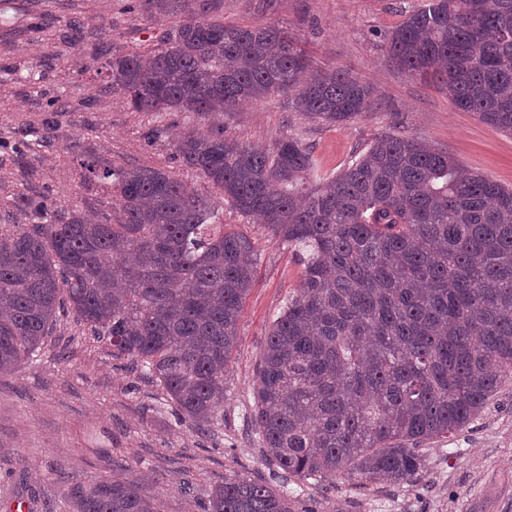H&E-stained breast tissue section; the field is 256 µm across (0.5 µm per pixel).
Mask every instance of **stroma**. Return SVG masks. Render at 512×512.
Wrapping results in <instances>:
<instances>
[{
    "mask_svg": "<svg viewBox=\"0 0 512 512\" xmlns=\"http://www.w3.org/2000/svg\"><path fill=\"white\" fill-rule=\"evenodd\" d=\"M14 0L0 15V231L27 223L22 196L55 209L114 221L110 185L86 181L80 156L119 170L160 168L218 202L219 221L247 236L258 260L243 304L239 341L224 372V421L207 431L180 422L162 389L92 336L73 313L60 314L34 362L0 377V512H65L70 487L119 478L155 499L160 512H202L209 492L246 475L294 496L295 512H512V380L504 381L462 431L425 445L415 481L365 484L343 477L294 483L261 453L254 386L274 317L300 287L301 248L220 202V191L172 158L176 138L200 126L190 112L135 111L112 85L101 50L146 53L184 17L271 25L293 38L313 66L348 72L377 91L356 119L327 126L275 94L217 119L226 138L272 147L299 135L315 173H335L381 133L415 137L463 166L512 187V135L457 110L440 84L425 83L389 58V35L423 0ZM62 112L47 116V100ZM30 144L23 157L10 146Z\"/></svg>",
    "mask_w": 512,
    "mask_h": 512,
    "instance_id": "35a3bbf8",
    "label": "stroma"
}]
</instances>
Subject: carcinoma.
I'll list each match as a JSON object with an SVG mask.
<instances>
[{"mask_svg":"<svg viewBox=\"0 0 512 512\" xmlns=\"http://www.w3.org/2000/svg\"><path fill=\"white\" fill-rule=\"evenodd\" d=\"M389 54L442 83L457 109L512 133V0H427L392 31ZM106 68L138 112L206 119L288 93L309 120L336 126L376 101L348 73L313 68L281 29L193 10L163 49L114 55ZM173 159L306 248L255 385L254 425L281 477L410 482L420 447L466 428L512 378V189L388 133L310 187L314 160L295 135L259 148L213 124L184 134ZM80 167L111 183L120 213L93 222L19 199L31 222L0 235V376L36 357L70 307L164 389L182 422L219 424L253 243L210 223L215 204L162 169L115 171L90 157ZM68 497L73 512H159L119 479L76 484ZM205 512L294 510L288 492L237 476L210 491Z\"/></svg>","mask_w":512,"mask_h":512,"instance_id":"cac0c4a2","label":"carcinoma"}]
</instances>
